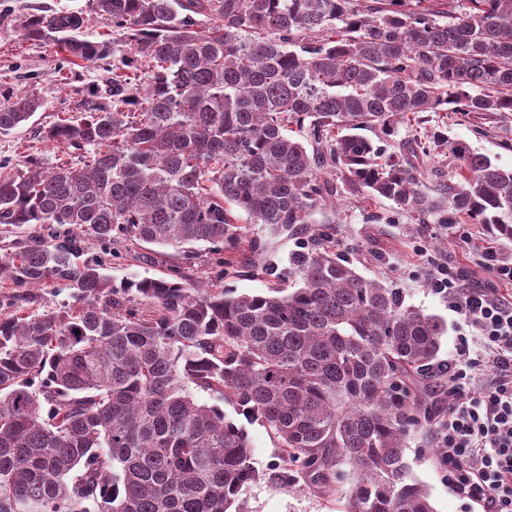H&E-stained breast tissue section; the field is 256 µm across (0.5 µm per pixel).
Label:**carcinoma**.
<instances>
[{
  "mask_svg": "<svg viewBox=\"0 0 512 512\" xmlns=\"http://www.w3.org/2000/svg\"><path fill=\"white\" fill-rule=\"evenodd\" d=\"M424 2L89 0L120 44L75 34L81 12L24 17L70 64L120 63L100 100L43 130L66 158L0 175V224L34 227L0 258L17 306L0 314V512H247L248 434L195 389L261 422L323 492L350 467L345 512H435L405 448L441 417L446 325L311 228L344 186L416 224L464 217L512 239V169L439 127L393 142L409 115H512V0L446 22ZM42 108L0 89V134ZM376 128L377 143L359 134ZM447 148L454 169L424 183L420 163ZM237 210L309 235L264 264L266 293L221 286L263 251ZM89 240L187 260L204 244L211 275L162 252L168 276L117 285L81 259ZM56 283L73 302L22 310Z\"/></svg>",
  "mask_w": 512,
  "mask_h": 512,
  "instance_id": "carcinoma-1",
  "label": "carcinoma"
}]
</instances>
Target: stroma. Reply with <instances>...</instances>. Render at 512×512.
<instances>
[{"mask_svg":"<svg viewBox=\"0 0 512 512\" xmlns=\"http://www.w3.org/2000/svg\"><path fill=\"white\" fill-rule=\"evenodd\" d=\"M62 11L85 13L83 35L87 39L101 41L111 32L101 18L89 13L88 0H0V82L44 103L32 123L0 135V160L18 167L32 157L48 163L60 155L59 147L43 139L42 127L75 116L77 102L98 96L107 77L103 65L61 63L55 45L24 38L20 17ZM428 119L433 126L447 125L450 138L464 140L499 166L512 168V147L504 146L503 131L475 133L473 120L460 114L432 113ZM371 213L382 215V222L368 221ZM390 215L395 218L391 224L386 221ZM334 218L336 251L353 262L358 274L401 288L407 304L445 321L447 331L438 359L447 363L468 329L449 308L447 297L431 290V273L437 267L449 266L460 271L466 285L490 287L491 278L481 267L479 256L489 247L510 256L512 241L495 237L483 224L413 223L407 217L395 216L392 202L382 197L342 194L336 200ZM153 250V245H143L138 259L113 252L105 263V272L116 283L161 275V268L151 260ZM245 428L254 467L260 474L259 480L242 494L248 512H337L336 499L309 484L299 470H289L287 481L269 482L268 473L283 465L277 441L260 422L246 423ZM432 446L430 436L411 433L405 459L413 475L426 486L436 512H476V505L460 499L449 488L444 470L431 452Z\"/></svg>","mask_w":512,"mask_h":512,"instance_id":"1","label":"stroma"}]
</instances>
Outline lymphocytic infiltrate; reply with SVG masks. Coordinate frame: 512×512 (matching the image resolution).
Wrapping results in <instances>:
<instances>
[{
  "instance_id": "f902f5d3",
  "label": "lymphocytic infiltrate",
  "mask_w": 512,
  "mask_h": 512,
  "mask_svg": "<svg viewBox=\"0 0 512 512\" xmlns=\"http://www.w3.org/2000/svg\"><path fill=\"white\" fill-rule=\"evenodd\" d=\"M430 285L470 332L453 354V398L437 432L447 480L480 512H512V299L463 287L448 267Z\"/></svg>"
}]
</instances>
